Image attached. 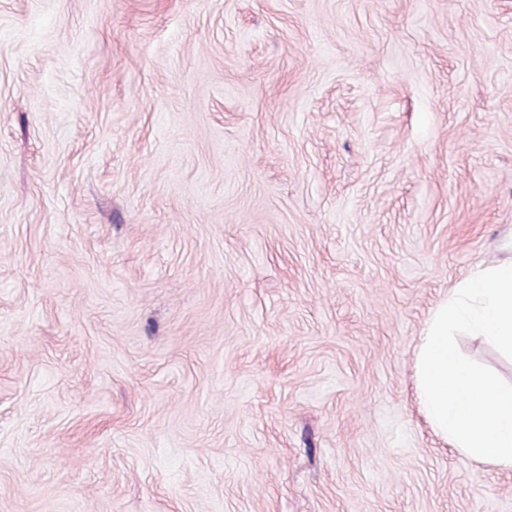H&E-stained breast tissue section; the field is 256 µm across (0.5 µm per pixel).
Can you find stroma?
<instances>
[{
	"mask_svg": "<svg viewBox=\"0 0 512 512\" xmlns=\"http://www.w3.org/2000/svg\"><path fill=\"white\" fill-rule=\"evenodd\" d=\"M504 260L512 0H0V512H512L415 366Z\"/></svg>",
	"mask_w": 512,
	"mask_h": 512,
	"instance_id": "obj_1",
	"label": "stroma"
}]
</instances>
